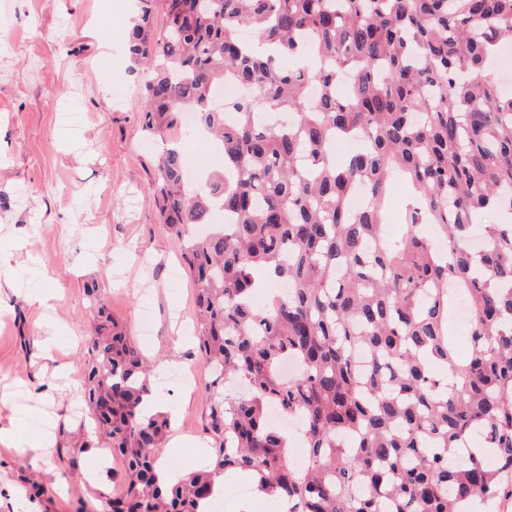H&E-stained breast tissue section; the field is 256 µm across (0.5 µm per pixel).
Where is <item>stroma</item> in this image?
<instances>
[{
	"instance_id": "1",
	"label": "stroma",
	"mask_w": 512,
	"mask_h": 512,
	"mask_svg": "<svg viewBox=\"0 0 512 512\" xmlns=\"http://www.w3.org/2000/svg\"><path fill=\"white\" fill-rule=\"evenodd\" d=\"M135 0H0V431L49 435V451H0V512H104L122 468L60 446L81 440V383L93 330L88 282L149 359L167 363L157 401L172 418L162 461L189 473L208 447V369L194 342V285L148 196L155 157L186 167L219 155L199 139L141 129L147 79L125 53ZM152 310L149 334L140 313ZM193 371L184 395L177 375ZM45 489L29 501L26 487Z\"/></svg>"
}]
</instances>
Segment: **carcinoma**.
Here are the masks:
<instances>
[{"instance_id": "1", "label": "carcinoma", "mask_w": 512, "mask_h": 512, "mask_svg": "<svg viewBox=\"0 0 512 512\" xmlns=\"http://www.w3.org/2000/svg\"><path fill=\"white\" fill-rule=\"evenodd\" d=\"M138 2L127 51L152 66L143 131L162 138L192 112L224 161L192 188L168 149L150 188L195 285L211 448L205 468L160 478L170 419L144 414L153 367L100 302L82 381L93 438L66 449L71 462L88 448L120 460L109 512H201L229 470L287 512H485L512 474V95L491 68L512 40V0ZM340 71L353 76L344 91ZM227 79L248 90L227 104L231 124L210 106ZM272 110L294 123L266 125ZM357 138L336 162V144ZM397 178L408 195L389 238ZM217 211L232 221L197 234ZM485 212L497 222L476 249ZM280 281L288 297L256 307ZM460 296L464 359L448 333ZM289 358L301 371L285 378ZM272 407L303 424V464Z\"/></svg>"}]
</instances>
